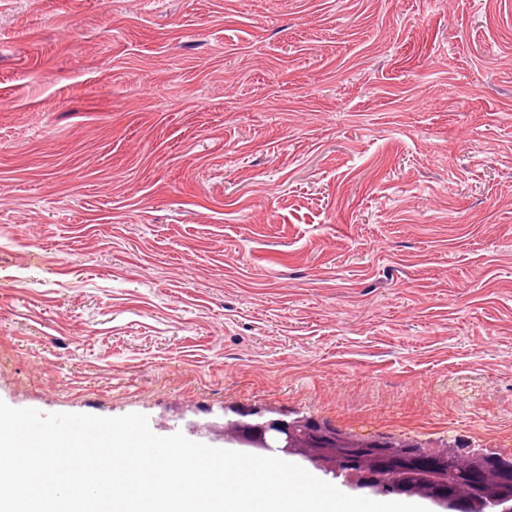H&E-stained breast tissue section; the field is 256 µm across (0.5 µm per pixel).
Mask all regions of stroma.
Segmentation results:
<instances>
[{
	"mask_svg": "<svg viewBox=\"0 0 512 512\" xmlns=\"http://www.w3.org/2000/svg\"><path fill=\"white\" fill-rule=\"evenodd\" d=\"M0 400L512 459V0H0Z\"/></svg>",
	"mask_w": 512,
	"mask_h": 512,
	"instance_id": "stroma-1",
	"label": "stroma"
}]
</instances>
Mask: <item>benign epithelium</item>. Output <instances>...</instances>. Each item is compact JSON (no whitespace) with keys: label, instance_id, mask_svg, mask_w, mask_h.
Segmentation results:
<instances>
[{"label":"benign epithelium","instance_id":"1","mask_svg":"<svg viewBox=\"0 0 512 512\" xmlns=\"http://www.w3.org/2000/svg\"><path fill=\"white\" fill-rule=\"evenodd\" d=\"M216 431L228 443L299 457L313 468L335 478L342 476L373 494L415 496V486L396 476L401 470H414L427 485L420 498L432 502L440 512H512V462L507 459L485 457L496 487L489 486L486 474L475 472L468 476L462 492L448 481L440 451L411 444L395 455L389 438L358 445L335 428L305 417L265 419L260 412H242L238 419L224 420Z\"/></svg>","mask_w":512,"mask_h":512}]
</instances>
